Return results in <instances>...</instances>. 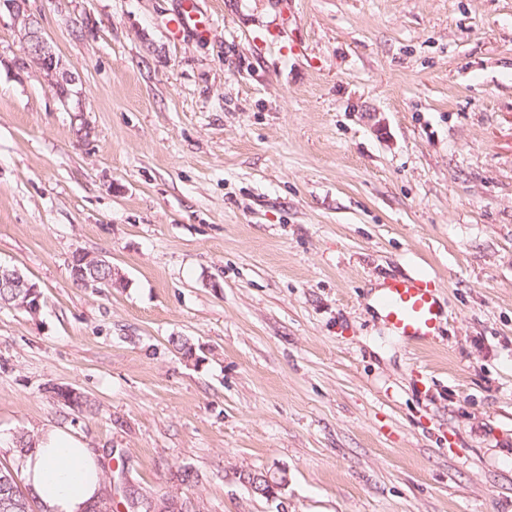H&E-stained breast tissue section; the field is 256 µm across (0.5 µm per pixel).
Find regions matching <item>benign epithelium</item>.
<instances>
[{"mask_svg":"<svg viewBox=\"0 0 512 512\" xmlns=\"http://www.w3.org/2000/svg\"><path fill=\"white\" fill-rule=\"evenodd\" d=\"M16 20L20 21L24 35V56L22 64L31 63L51 78V86L55 90L57 98L64 107H69L74 98L80 97V92L73 89L76 79L70 75L61 78L57 77L59 70V59L52 46L43 36L38 22L23 13L22 4L25 0H4ZM9 288L15 297L19 298L21 307H32L40 305L42 295L37 286L33 285L18 268L4 267L0 265V289ZM288 483V474L284 471L278 474L266 473L261 477V483L252 486L254 493L266 497L274 490Z\"/></svg>","mask_w":512,"mask_h":512,"instance_id":"obj_1","label":"benign epithelium"}]
</instances>
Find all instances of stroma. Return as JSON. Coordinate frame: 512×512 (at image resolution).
<instances>
[{
  "instance_id": "35a3bbf8",
  "label": "stroma",
  "mask_w": 512,
  "mask_h": 512,
  "mask_svg": "<svg viewBox=\"0 0 512 512\" xmlns=\"http://www.w3.org/2000/svg\"><path fill=\"white\" fill-rule=\"evenodd\" d=\"M180 9L26 0L78 110L0 9V264L43 294L0 307V466L58 425L202 512H512V0H204L203 40ZM398 275L433 343L371 305ZM168 24L173 37L191 30L197 37L205 38L210 30V18L200 9L199 0H183L181 11ZM81 256V258H79ZM86 254L74 255L71 273L75 281H84L86 277L92 287L108 288L112 286V269L109 262L103 259L89 258ZM84 271V272H83ZM376 303L393 333L408 342H432L445 317L436 284L425 278L386 280L378 288ZM262 475L263 473L261 472L257 474H249L248 482H251L253 477L256 478L259 476L260 480L262 481H259V483L262 484L255 483L252 486V490L254 493L263 497L271 495V492L282 486H285L288 483V474L286 471H281L280 474L265 473L263 477H261Z\"/></svg>"
}]
</instances>
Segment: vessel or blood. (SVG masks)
I'll use <instances>...</instances> for the list:
<instances>
[{
	"label": "vessel or blood",
	"mask_w": 512,
	"mask_h": 512,
	"mask_svg": "<svg viewBox=\"0 0 512 512\" xmlns=\"http://www.w3.org/2000/svg\"><path fill=\"white\" fill-rule=\"evenodd\" d=\"M187 30L200 38L209 33L210 18L201 10L199 0H183L180 12L169 22L172 36H180ZM376 303L380 316L393 333L409 342H432L445 317L436 284L425 278L386 280L378 290Z\"/></svg>",
	"instance_id": "vessel-or-blood-1"
}]
</instances>
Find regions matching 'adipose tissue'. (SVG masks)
Segmentation results:
<instances>
[{
    "instance_id": "1",
    "label": "adipose tissue",
    "mask_w": 512,
    "mask_h": 512,
    "mask_svg": "<svg viewBox=\"0 0 512 512\" xmlns=\"http://www.w3.org/2000/svg\"><path fill=\"white\" fill-rule=\"evenodd\" d=\"M27 486L43 512H89L103 489L98 455L71 430L46 426L22 459Z\"/></svg>"
}]
</instances>
